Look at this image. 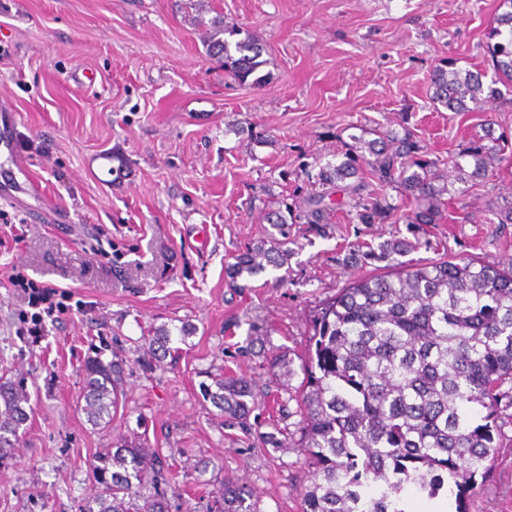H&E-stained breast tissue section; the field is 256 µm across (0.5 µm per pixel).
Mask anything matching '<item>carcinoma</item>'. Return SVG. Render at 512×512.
Segmentation results:
<instances>
[{
    "mask_svg": "<svg viewBox=\"0 0 512 512\" xmlns=\"http://www.w3.org/2000/svg\"><path fill=\"white\" fill-rule=\"evenodd\" d=\"M501 6L505 11L486 43L490 83L451 62L441 64L431 78L434 102L470 112L512 90V0ZM204 43L237 83L255 86L267 79L262 48L242 28L214 19ZM351 140L339 163L319 170L303 205L283 198L267 213L280 238L237 255L226 268L231 283L245 272L288 264V225L309 224L326 233L329 192L343 193L336 208L354 209L358 223L384 224L398 206L383 187L394 186L414 205L406 216L409 230L436 223L449 177L410 131ZM499 141L489 134L465 145L452 161L455 180H476L494 163L511 160ZM465 160L473 162L472 171ZM367 173L382 189H367ZM408 248V242L390 239L355 250V257L385 261L393 272L359 278L312 316L297 398V448L309 467L301 512H406L412 496L446 498L455 512H468L466 499L489 477L499 450L501 388L512 383V260L493 266L465 258L395 261ZM173 342L167 328L148 337L157 359L178 350ZM83 371V411L92 425L105 427L122 396V365L98 354L87 357ZM212 381L202 385L203 396L227 419L244 423L261 408L251 380L219 374ZM28 402L24 379L0 376V460L10 455L29 418ZM154 462V452L141 446H120L96 458L90 468L98 491L82 512H129L126 500L133 497L142 498L135 512H166L165 493L139 492ZM244 500V488L227 483L218 512H250Z\"/></svg>",
    "mask_w": 512,
    "mask_h": 512,
    "instance_id": "cac0c4a2",
    "label": "carcinoma"
}]
</instances>
